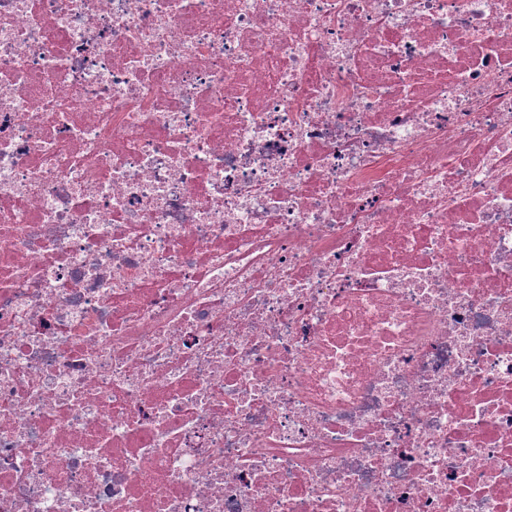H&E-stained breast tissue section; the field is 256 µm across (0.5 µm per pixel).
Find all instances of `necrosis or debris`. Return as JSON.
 Here are the masks:
<instances>
[{"label":"necrosis or debris","instance_id":"1","mask_svg":"<svg viewBox=\"0 0 512 512\" xmlns=\"http://www.w3.org/2000/svg\"><path fill=\"white\" fill-rule=\"evenodd\" d=\"M0 512H512V0H0Z\"/></svg>","mask_w":512,"mask_h":512}]
</instances>
